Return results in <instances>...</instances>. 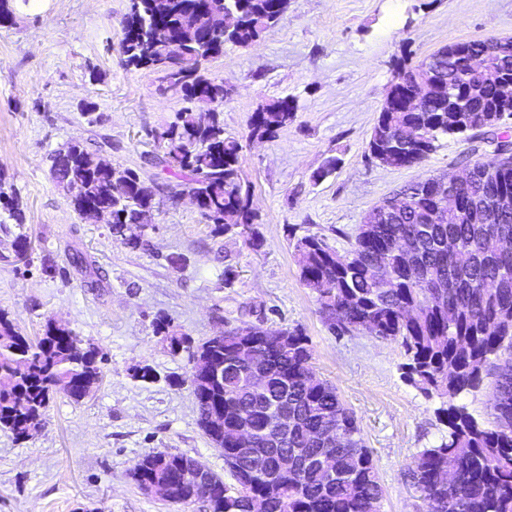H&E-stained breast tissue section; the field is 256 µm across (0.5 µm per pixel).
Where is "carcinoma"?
I'll return each mask as SVG.
<instances>
[{
    "mask_svg": "<svg viewBox=\"0 0 512 512\" xmlns=\"http://www.w3.org/2000/svg\"><path fill=\"white\" fill-rule=\"evenodd\" d=\"M27 4L0 0V24L13 22ZM226 12L236 19L227 32ZM282 16L278 0H138L124 17V65L170 79L174 94L209 104L214 112L202 124L196 109L185 108L153 133L162 149L155 165L175 183L147 180L83 144L53 154L57 181L72 191L74 211L110 210L105 222L112 234L131 249L145 250L149 241L127 238L126 225L162 193L173 202L192 194L216 232L259 245L251 186L241 180V145L224 131L226 83L210 76L204 64L223 54L227 42L250 46ZM472 49L485 62L479 83L463 57L432 53L415 65L434 72L436 83L421 111L399 106L379 113L368 143L371 158L387 167H410L445 137L502 127L499 113L478 108L493 106L497 81L512 78V38L492 49L481 41ZM295 110L289 97L264 103L251 117L250 138L273 136L293 121ZM408 129L425 131L429 140L404 141ZM470 173L478 181L466 191L441 190L427 178L407 186L397 208L370 209L342 254L316 235L294 246L302 282L329 329L338 336L366 332L400 343L405 381L440 399V443L424 449L410 471L426 512H512V252L486 245L491 234L512 237V209L497 207L501 197L512 196V163L495 157L475 163ZM0 211L22 224L18 198L0 191ZM248 343L263 350L257 368L267 376L264 391L249 386L248 365L225 369L218 382L190 379L198 419L224 412V463L236 484L187 486L177 471L188 457L161 451L135 462L134 481L140 485L165 473L175 502H203L211 512H253L258 502L263 512H381L385 489L356 415L333 384L309 378L307 337L247 325L201 347L215 360L230 361ZM97 355L81 336L52 320L33 344L0 310V429L26 440L41 427L55 394L83 400L100 381ZM490 373L496 377L494 420L487 426L456 399ZM282 404L290 420L286 435L269 427L270 408ZM243 425L255 430L256 439L242 450L237 430ZM286 452L302 459L293 478L280 470ZM319 456L333 457L334 475L324 473Z\"/></svg>",
    "mask_w": 512,
    "mask_h": 512,
    "instance_id": "obj_1",
    "label": "carcinoma"
}]
</instances>
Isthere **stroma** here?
I'll list each match as a JSON object with an SVG mask.
<instances>
[{
    "label": "stroma",
    "instance_id": "35a3bbf8",
    "mask_svg": "<svg viewBox=\"0 0 512 512\" xmlns=\"http://www.w3.org/2000/svg\"><path fill=\"white\" fill-rule=\"evenodd\" d=\"M129 0H33L0 26V190L23 203L24 225L0 224V309L30 339L47 320L69 327L101 358L97 388L80 402L56 395L25 440L0 431V512H209L141 490L134 463L158 451L197 459L233 484L224 456L198 424L188 350L224 329L262 323L302 332L315 373L351 408L385 488L382 512H425L408 468L440 441L435 411L402 377L399 343L337 336L300 280L293 246L316 235L337 251L365 214L404 185L495 157L490 131L442 139L420 164L388 168L368 156L384 98L402 66L460 41L512 37V0H288L282 19L249 47L225 45L209 72L224 79V130L241 144L260 246L215 234L184 199L157 197L152 248L115 241L108 225L81 220L55 182L50 156L74 140L115 164L165 183L151 163L152 130L184 102L156 74L125 68L119 53ZM291 97L293 121L253 140L264 102ZM332 172H325L328 160ZM33 249L18 259L13 241ZM82 252L100 280L86 288L70 263ZM178 254L179 264L168 255ZM168 329L157 332V322ZM148 367L155 382L135 380Z\"/></svg>",
    "mask_w": 512,
    "mask_h": 512
}]
</instances>
